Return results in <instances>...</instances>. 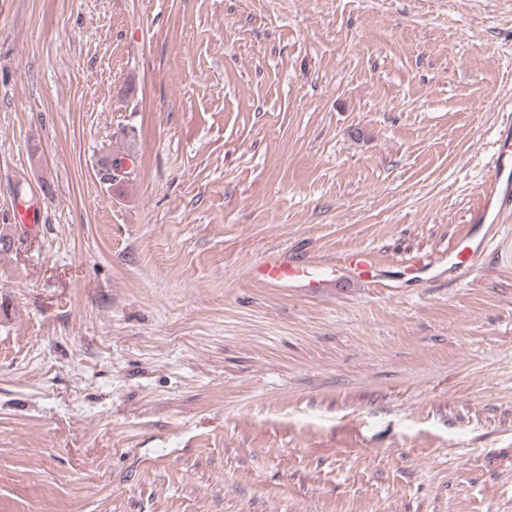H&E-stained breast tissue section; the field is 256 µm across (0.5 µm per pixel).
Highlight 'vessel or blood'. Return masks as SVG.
I'll return each instance as SVG.
<instances>
[{
  "label": "vessel or blood",
  "instance_id": "obj_1",
  "mask_svg": "<svg viewBox=\"0 0 512 512\" xmlns=\"http://www.w3.org/2000/svg\"><path fill=\"white\" fill-rule=\"evenodd\" d=\"M483 204L478 220L482 235L470 234L463 240L467 261L452 263L448 271L461 275L476 268L487 255L497 232L512 218V144L502 143L495 154L491 175L482 185ZM380 257L367 248H355L338 257L313 259L293 250H274L251 269L256 284L263 288L300 291L310 296L324 295L337 281L368 284L381 278Z\"/></svg>",
  "mask_w": 512,
  "mask_h": 512
}]
</instances>
